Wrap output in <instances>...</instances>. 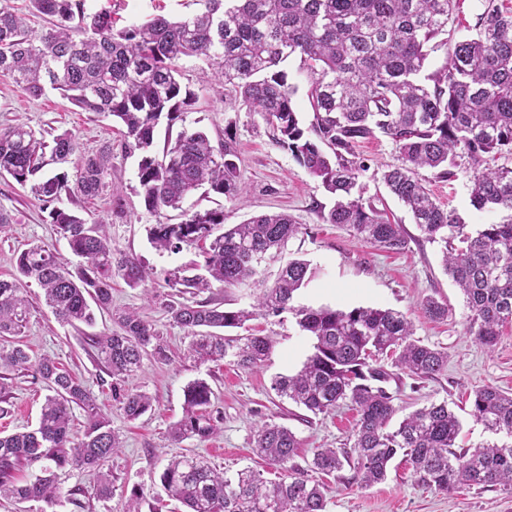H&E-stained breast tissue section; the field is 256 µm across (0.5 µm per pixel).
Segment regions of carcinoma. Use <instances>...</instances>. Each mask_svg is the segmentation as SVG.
<instances>
[{"mask_svg":"<svg viewBox=\"0 0 512 512\" xmlns=\"http://www.w3.org/2000/svg\"><path fill=\"white\" fill-rule=\"evenodd\" d=\"M197 10L171 18L154 15L121 29L112 11L90 13L86 0H28V13L44 25L35 29L0 0V77L28 96L50 87L73 106L104 113L123 127L122 149L139 154L138 179L145 207L159 213L179 210L197 190L239 201L232 140L213 145L202 131L184 129L157 155L155 133L195 103V93L179 81L181 63L203 61L211 77L224 83L249 110L261 113L272 138L334 197L321 213L326 224L346 226L362 241L388 253L408 248L401 224L384 218L363 197L358 183L364 165L356 161L359 142L380 133L392 140L400 164L388 168L383 183L411 212L415 224L442 248V264L463 293L467 333L491 350L512 324V220L483 224L470 232L442 208L418 178L434 169L456 176L459 153L471 161L470 204L482 212L512 210V167L489 166L512 155V8L489 0L477 18L476 36L455 42L449 60L421 76L428 45L447 33L453 0H195ZM292 55L312 77L308 91L313 118L303 127L296 112L295 87L283 64ZM112 144L82 151L78 138L63 131L46 140L29 126L0 128V176L7 174L48 211L50 223L84 264L70 268L49 246L34 244L17 253L13 280H0V367L26 371L52 391L31 430L0 435V498L53 502L60 495L56 470L101 469L121 448L111 419L87 386L55 359L32 360L10 338L21 333L30 314L24 284L43 290L55 318L76 327L91 325L95 312L111 315L117 329L87 337L97 365L113 379L112 398L135 420L152 407L145 392L122 387L141 370L143 360H169L157 332L138 311L112 312V279L138 288L150 277L132 256H115L108 225L87 221L57 206L66 196L93 198L105 187ZM177 224H154L150 243L176 250L199 247L193 275L176 271L167 280L175 295L198 294L217 282L226 288L255 281V255L273 259L299 232L285 212L253 216L224 228V209L182 212ZM223 229L220 234L215 230ZM305 259L287 261L271 286L260 288L251 309L219 303L170 301L172 323L192 335L190 351L202 361L230 359L242 369L259 368L271 350L266 336H226L258 315L291 312L300 330L313 337V352L301 369L280 375L272 389L313 415L343 403L357 413L348 448H321L305 468L294 463L300 447L287 427L264 422L256 427L255 449L283 471L275 482L246 467L232 479L202 456L168 461L160 480L185 512H326V489L310 473L353 469L360 486L386 479L399 454L409 461L414 483L451 493L461 485L512 489V393L493 385L474 390L470 412L498 436L475 448L457 446L462 430L448 403H430L411 412L395 428L396 412L385 383L392 366L411 377L435 378L448 353L414 338L412 322L394 309L330 306L295 307L294 294L316 277ZM431 319L448 316V306L427 298ZM212 391L204 380L184 390V413L170 429L176 442L205 441L220 430L222 416L210 410ZM86 413L83 439L71 440L74 408ZM13 412L7 377H0V418ZM36 467L33 480L20 484L17 473Z\"/></svg>","mask_w":512,"mask_h":512,"instance_id":"obj_1","label":"carcinoma"}]
</instances>
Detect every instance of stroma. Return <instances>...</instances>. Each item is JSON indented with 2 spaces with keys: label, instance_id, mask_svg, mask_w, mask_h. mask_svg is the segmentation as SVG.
<instances>
[{
  "label": "stroma",
  "instance_id": "35a3bbf8",
  "mask_svg": "<svg viewBox=\"0 0 512 512\" xmlns=\"http://www.w3.org/2000/svg\"><path fill=\"white\" fill-rule=\"evenodd\" d=\"M487 4L488 0H457L448 19V43L430 54L428 70L444 64L453 42L473 35L477 16ZM86 6L91 11L111 7L120 27L155 14L177 17L195 9L193 0H119L115 5L109 0H87ZM204 68L199 60L183 62L180 82L195 92L197 99L173 126H159L155 145L163 147L167 139L176 138L185 128L204 130L215 142L232 138L245 198L231 201L197 191L185 199L184 208L223 209L229 224L241 223L260 213L293 215L300 231L289 240L283 259L300 257L320 270L299 291L296 304L396 309L411 319L416 338L446 351L448 365L437 378L417 379L404 374L391 382L400 414L433 401L444 400L449 408H456L464 405L474 388L485 384L511 393L512 324L491 351L468 335L464 296L442 267L440 245L424 237L411 213L380 180L383 170L399 162L395 144L378 135L359 143L356 153L368 166L359 177L366 197L392 222L403 225L410 237L408 250L400 254L364 243L345 227L323 223L319 209L331 206L333 200L319 180L273 141L260 113L248 111L222 83L207 78ZM16 123L47 135L73 131L82 150L87 152L112 143V168L103 192L93 199H77L72 208L86 220L108 222L113 251L137 257L150 272V280L138 288L114 279L112 308L138 310L162 337L170 360L165 364L144 360L141 370L126 380V387L152 398L151 410L138 419H127L120 404L113 400L109 384L103 383V373L90 357L80 332L58 322L46 307L42 290L30 286L27 295L31 314L17 338L18 344L32 358L51 356L83 381L108 413L122 446L105 465L112 474L111 496L92 495L91 490L98 482L97 471L65 469L58 473L62 495L56 504L4 498L0 500V512H127L135 489L144 493L141 512H182L181 504L168 498L160 482L165 465L173 457L201 455L228 477L249 467L266 479H277V471L252 451L253 429L263 421L286 426L296 434L300 448L295 462L302 467L311 461L317 449L340 448L348 443L356 420L351 406L316 416L278 397L272 388L276 376L297 372L312 351V338L300 332L291 313L259 316L250 321L255 333L273 341L267 360L257 370L241 369L226 361L204 363L191 354L190 332L173 325L164 309L171 293L165 279L169 273L197 261L199 249L185 245L177 251H159L150 244L148 230L153 224H176L180 216L174 210L147 211L137 177L138 158L122 153L118 145L120 124L111 117L80 110L53 90L40 98H31L10 80L0 77V127ZM421 176L434 199L466 224L468 230L512 219V210L506 208L479 212L471 206L469 186L473 169L468 158H461L453 179L438 178L428 169L422 170ZM0 209L13 217L5 234L0 235V279L13 277L17 251L31 243L48 245L70 265L79 264V257L72 254L66 239L49 223L41 202L30 189L0 177ZM283 259L263 264L260 280L272 284ZM429 297L447 304V319L433 321L422 313L421 303ZM198 379L205 380L214 392L213 407L223 416L221 429L203 442L195 438L173 442L169 431L183 414L184 389ZM11 383L15 410L11 416L0 419V431L7 434L34 428L48 394L42 382L27 374L13 376ZM325 482L330 489L328 512H512V492L502 487L463 488L449 495L424 489L413 483L407 464L399 458L391 463L386 480L369 488L360 487L348 468L327 476ZM78 486L85 488L86 493L71 500L68 492Z\"/></svg>",
  "mask_w": 512,
  "mask_h": 512
}]
</instances>
